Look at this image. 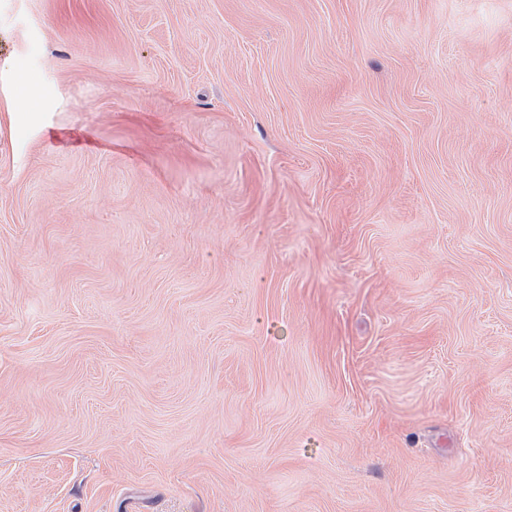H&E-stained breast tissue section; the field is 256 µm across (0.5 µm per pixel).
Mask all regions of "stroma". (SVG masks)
<instances>
[{
  "instance_id": "obj_1",
  "label": "stroma",
  "mask_w": 512,
  "mask_h": 512,
  "mask_svg": "<svg viewBox=\"0 0 512 512\" xmlns=\"http://www.w3.org/2000/svg\"><path fill=\"white\" fill-rule=\"evenodd\" d=\"M0 512H512V0H0Z\"/></svg>"
}]
</instances>
